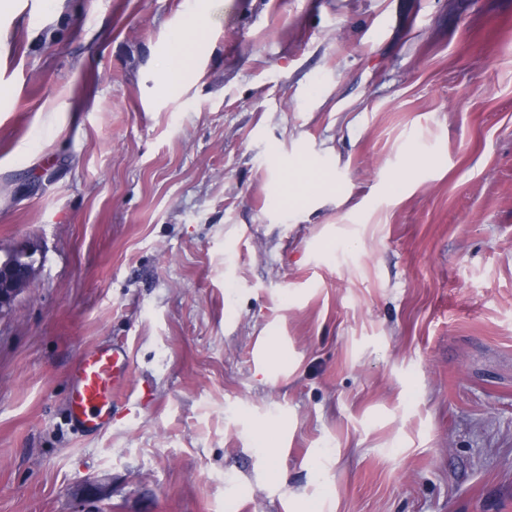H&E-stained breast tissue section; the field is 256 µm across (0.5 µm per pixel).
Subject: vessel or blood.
<instances>
[{
  "instance_id": "1",
  "label": "vessel or blood",
  "mask_w": 512,
  "mask_h": 512,
  "mask_svg": "<svg viewBox=\"0 0 512 512\" xmlns=\"http://www.w3.org/2000/svg\"><path fill=\"white\" fill-rule=\"evenodd\" d=\"M130 364L126 348L109 344L79 358L68 400V418L76 429L99 434L111 426L112 401L128 384Z\"/></svg>"
}]
</instances>
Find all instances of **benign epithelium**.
I'll list each match as a JSON object with an SVG mask.
<instances>
[{
  "mask_svg": "<svg viewBox=\"0 0 512 512\" xmlns=\"http://www.w3.org/2000/svg\"><path fill=\"white\" fill-rule=\"evenodd\" d=\"M40 246L26 240L0 256V316L35 280L40 267Z\"/></svg>",
  "mask_w": 512,
  "mask_h": 512,
  "instance_id": "1",
  "label": "benign epithelium"
}]
</instances>
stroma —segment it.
Here are the masks:
<instances>
[{
  "instance_id": "obj_1",
  "label": "stroma",
  "mask_w": 512,
  "mask_h": 512,
  "mask_svg": "<svg viewBox=\"0 0 512 512\" xmlns=\"http://www.w3.org/2000/svg\"><path fill=\"white\" fill-rule=\"evenodd\" d=\"M28 239L0 512H512V0H9ZM130 364L127 349L112 344L79 358L68 400V418L76 429L99 434L112 425V401L128 385Z\"/></svg>"
}]
</instances>
